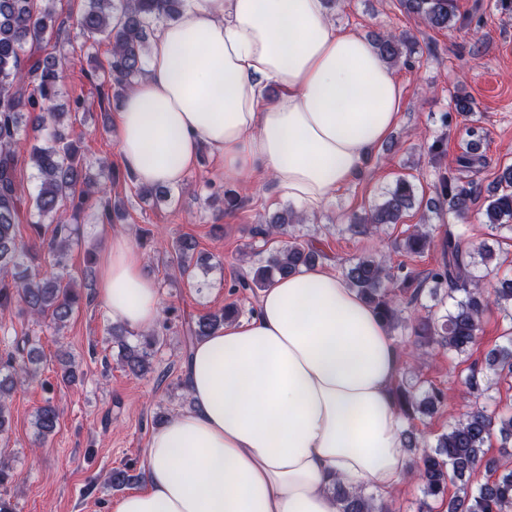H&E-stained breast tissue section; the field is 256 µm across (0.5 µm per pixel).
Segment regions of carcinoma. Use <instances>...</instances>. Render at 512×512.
I'll use <instances>...</instances> for the list:
<instances>
[{"mask_svg": "<svg viewBox=\"0 0 512 512\" xmlns=\"http://www.w3.org/2000/svg\"><path fill=\"white\" fill-rule=\"evenodd\" d=\"M185 0H86L76 20L79 34L87 40L106 35L110 45L107 59L109 79L117 93L130 89L145 70L151 25L158 21H176L183 13ZM408 11L419 15L431 29L450 27L455 17L452 0H402ZM67 32L65 20L56 15L52 5H36L35 0H0V311L22 308L30 318L49 321L55 330L66 326L74 310L93 302L90 293L76 288V279L67 269L66 256L75 243L76 225L57 222L56 217L69 203L80 209L92 200L99 202V219L107 224L124 221L121 208L112 202L104 187L90 173L91 164L74 141L64 133V122L85 111L87 102L78 97L69 112L55 111L61 91L63 57L41 55L44 40L59 39ZM413 36L379 35L374 47L392 65L408 64L415 53ZM44 133L45 143L30 147L29 161L35 170L36 192L31 207L37 220L29 224L30 240L40 241L52 260L51 270L40 274L25 264L30 245L20 235L18 214L25 199L17 189L18 150L23 132ZM457 163L462 171L485 166L479 153L485 139L483 129L473 127ZM502 190L485 200L484 216L492 228L512 233V166L502 170L498 179ZM441 203L458 218L465 217L481 197L474 181L463 182L448 173L440 177ZM417 202L415 188L406 178H399L388 188L380 203L367 215L351 221L349 230L358 236H373L390 224H398ZM303 223L301 215L286 209L272 215L255 228L254 235L288 236L283 245L271 252L254 251L249 272L238 278L232 288L253 293L263 291L276 276H287L300 268L313 267L325 254L299 235L287 234V227ZM433 225L421 223L394 242V248L409 257H421L433 244ZM196 242L185 236L172 243L167 262L180 274L193 278L195 266L203 261L195 256ZM441 259L436 265L416 270L401 263L387 264L385 256H368L340 265L350 286L377 311L388 329L408 332L417 346H437L460 362L479 339L481 319L489 305H494L508 325L503 343L492 348L485 367L469 368L462 380L468 405L448 430L434 442L422 439L414 426L404 431L403 447L411 452L421 449L414 462L413 479L422 494L418 512H429L428 500L444 498L448 485L456 487L448 500L447 512H512V467L486 456L485 447L493 434L500 437L506 456L512 452V407H502L497 398L501 382L512 377V277L496 280L486 289L482 280L498 270L499 262L491 247L468 245L463 233L448 229L440 244ZM429 297L432 304L423 302ZM239 315L229 304L218 312L199 316L188 326V339L210 335L225 322ZM123 352L124 366L135 375L151 370V351L155 335H144L138 345H128L123 332L113 333ZM36 349L30 339L14 342L6 360L0 361V434L8 431L10 414L6 398L20 375L33 378ZM394 403L408 421L429 417L445 401L441 389L430 386L420 390L418 376L397 380ZM60 411L48 400L34 416L38 433L46 438L56 432ZM483 468L492 473L485 482L473 484L475 472ZM338 512H388L383 498L363 490L335 486Z\"/></svg>", "mask_w": 512, "mask_h": 512, "instance_id": "1", "label": "carcinoma"}]
</instances>
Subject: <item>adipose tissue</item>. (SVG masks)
Listing matches in <instances>:
<instances>
[{
	"mask_svg": "<svg viewBox=\"0 0 512 512\" xmlns=\"http://www.w3.org/2000/svg\"><path fill=\"white\" fill-rule=\"evenodd\" d=\"M402 109L395 69L336 29L325 0H188L157 30L112 128L136 184H181L205 147L225 179L266 173L311 213L355 180ZM142 266L116 233L98 271L101 305L135 331L162 305ZM403 362L341 274L276 278L250 317L194 344L193 406L152 435L144 484L112 512H337L338 480L390 496L412 472L393 399Z\"/></svg>",
	"mask_w": 512,
	"mask_h": 512,
	"instance_id": "adipose-tissue-1",
	"label": "adipose tissue"
}]
</instances>
